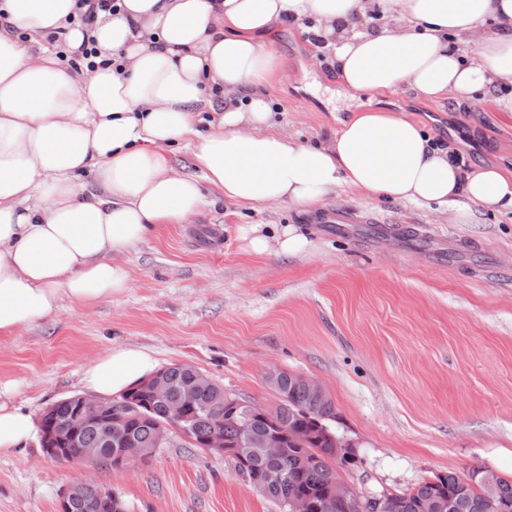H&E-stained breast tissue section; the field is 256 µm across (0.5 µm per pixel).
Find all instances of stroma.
Listing matches in <instances>:
<instances>
[{"mask_svg":"<svg viewBox=\"0 0 512 512\" xmlns=\"http://www.w3.org/2000/svg\"><path fill=\"white\" fill-rule=\"evenodd\" d=\"M267 38L288 82L270 93L280 130L315 141L359 109L341 92L330 53L300 28ZM383 107L425 124L467 165L512 172V119L488 100H424L408 90ZM358 216L347 232L312 214L244 207L208 194L124 255L131 281L89 307L0 338V388L42 414L82 394V367L108 349L143 347L160 366L188 364L227 394L275 407L276 368L316 380L336 406L331 428L353 447L340 478L359 493H401L435 475L479 468L503 477L512 453V212L456 224L437 205L330 196ZM284 225L312 241L294 256L248 253L242 230ZM90 478L129 512H280L224 456L170 435L145 463H60L39 440L0 454V512H59L63 491Z\"/></svg>","mask_w":512,"mask_h":512,"instance_id":"1","label":"stroma"}]
</instances>
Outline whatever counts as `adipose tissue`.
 <instances>
[{
	"mask_svg": "<svg viewBox=\"0 0 512 512\" xmlns=\"http://www.w3.org/2000/svg\"><path fill=\"white\" fill-rule=\"evenodd\" d=\"M77 12V0H0L29 35L23 44L0 27V337L128 288L121 254L195 215L204 181L239 205L300 212L340 191L462 217L512 211V177L464 168L397 113L360 110L315 143L276 131L278 54L261 39L306 24L332 49L346 94L479 95L512 117V0H121L89 27L70 23ZM59 30L73 52L94 40L103 66L61 64L42 45ZM179 142L199 177L172 165ZM157 366L147 349L116 348L80 383L118 398ZM37 430L30 412L0 402V453Z\"/></svg>",
	"mask_w": 512,
	"mask_h": 512,
	"instance_id": "obj_1",
	"label": "adipose tissue"
}]
</instances>
